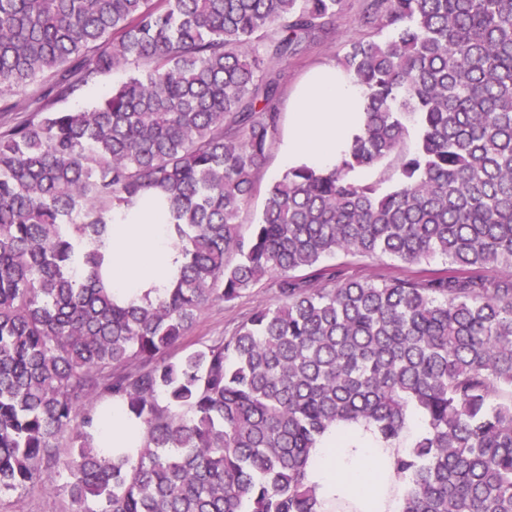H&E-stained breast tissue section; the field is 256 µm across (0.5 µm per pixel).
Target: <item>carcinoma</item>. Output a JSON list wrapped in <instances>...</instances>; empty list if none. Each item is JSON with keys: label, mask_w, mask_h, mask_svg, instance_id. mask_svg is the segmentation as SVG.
<instances>
[{"label": "carcinoma", "mask_w": 512, "mask_h": 512, "mask_svg": "<svg viewBox=\"0 0 512 512\" xmlns=\"http://www.w3.org/2000/svg\"><path fill=\"white\" fill-rule=\"evenodd\" d=\"M344 2L0 0V90L42 80L40 119L0 132V493L316 512L321 435L399 443L414 413L403 512H512V0H363L368 36L342 61L361 133L333 170L284 173L239 232L280 123L277 67L336 36ZM132 61L97 105L53 109ZM392 158L394 188L354 177ZM155 192L185 263L161 296L119 303L101 276L112 216ZM339 253L448 269L349 280L324 264ZM495 265L504 279L479 275ZM266 276L277 305L167 357L201 309ZM103 403L139 422L135 454L95 444Z\"/></svg>", "instance_id": "obj_1"}]
</instances>
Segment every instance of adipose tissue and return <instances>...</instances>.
<instances>
[{
  "mask_svg": "<svg viewBox=\"0 0 512 512\" xmlns=\"http://www.w3.org/2000/svg\"><path fill=\"white\" fill-rule=\"evenodd\" d=\"M365 102L362 87L341 68L321 65L310 71L289 98L282 167L332 170L361 131ZM162 208L155 196L115 216L102 275L117 301L156 298L183 266L173 226L160 216ZM402 453V446L384 442L371 427L345 434L327 431L306 470L308 483L316 489L317 512H336L348 502L356 512H402L411 488L409 474L395 468Z\"/></svg>",
  "mask_w": 512,
  "mask_h": 512,
  "instance_id": "1",
  "label": "adipose tissue"
}]
</instances>
